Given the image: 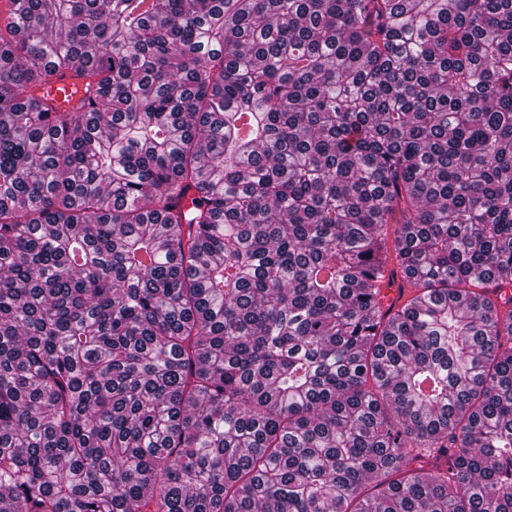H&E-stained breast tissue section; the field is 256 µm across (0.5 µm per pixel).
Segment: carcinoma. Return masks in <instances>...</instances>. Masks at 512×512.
<instances>
[{"label": "carcinoma", "instance_id": "cac0c4a2", "mask_svg": "<svg viewBox=\"0 0 512 512\" xmlns=\"http://www.w3.org/2000/svg\"><path fill=\"white\" fill-rule=\"evenodd\" d=\"M0 512H512V0H0ZM48 93L57 109L76 106L83 97L81 80L72 74H59L49 85Z\"/></svg>", "mask_w": 512, "mask_h": 512}]
</instances>
